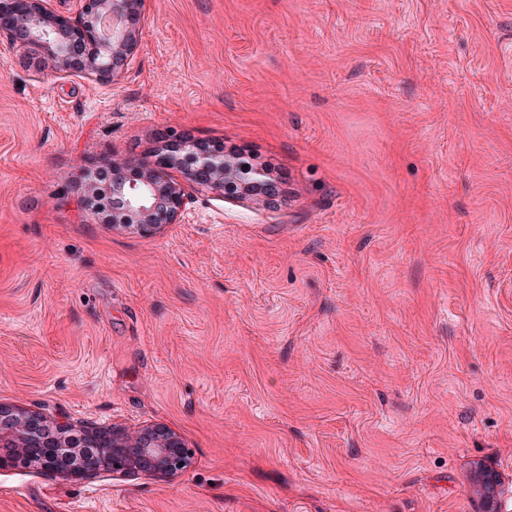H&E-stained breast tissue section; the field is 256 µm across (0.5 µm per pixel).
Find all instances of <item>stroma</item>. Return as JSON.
Segmentation results:
<instances>
[{
	"label": "stroma",
	"instance_id": "stroma-1",
	"mask_svg": "<svg viewBox=\"0 0 512 512\" xmlns=\"http://www.w3.org/2000/svg\"><path fill=\"white\" fill-rule=\"evenodd\" d=\"M0 40V404L166 426L171 478L0 512H512V0H147L110 82ZM171 129L282 183L144 236L84 175Z\"/></svg>",
	"mask_w": 512,
	"mask_h": 512
}]
</instances>
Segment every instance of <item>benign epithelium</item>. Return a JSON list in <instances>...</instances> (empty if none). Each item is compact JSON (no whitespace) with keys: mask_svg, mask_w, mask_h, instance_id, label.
<instances>
[{"mask_svg":"<svg viewBox=\"0 0 512 512\" xmlns=\"http://www.w3.org/2000/svg\"><path fill=\"white\" fill-rule=\"evenodd\" d=\"M75 16H63L54 0H0V39L43 57L59 72L78 71L99 81H112L128 65L144 19L145 0H76ZM157 147L141 158L117 162L108 156L90 160L86 168L85 204L95 217L113 227L133 228L150 235L174 224L186 206L183 181L224 194L233 184L273 204L282 194L280 181L259 167L224 154V149L171 131L157 134ZM44 418L30 411L0 405V447L15 446L11 433L26 431L32 446H51L72 458L70 474L87 478L95 471L80 467L71 451L69 427H52L55 440L45 441L38 423ZM97 447L107 449L101 469L112 474L143 473L171 477L186 469L191 449L162 425H149L130 435L121 430L95 433Z\"/></svg>","mask_w":512,"mask_h":512,"instance_id":"7a95c632","label":"benign epithelium"}]
</instances>
